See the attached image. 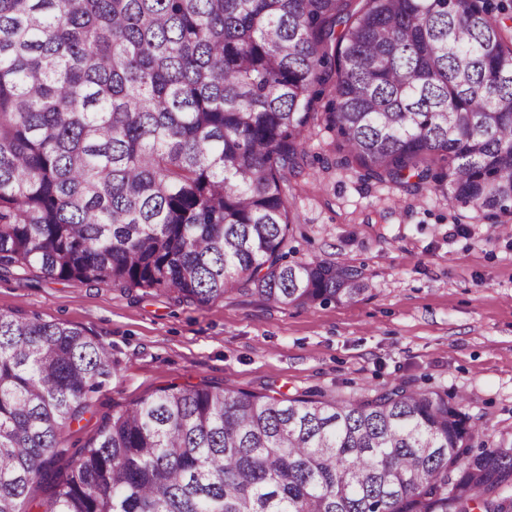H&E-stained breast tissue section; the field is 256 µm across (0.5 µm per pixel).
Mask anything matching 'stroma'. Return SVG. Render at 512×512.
<instances>
[{
  "instance_id": "stroma-1",
  "label": "stroma",
  "mask_w": 512,
  "mask_h": 512,
  "mask_svg": "<svg viewBox=\"0 0 512 512\" xmlns=\"http://www.w3.org/2000/svg\"><path fill=\"white\" fill-rule=\"evenodd\" d=\"M332 99L324 87L310 166L288 180L297 215L288 248L295 261L361 267L371 289L358 301L283 308L234 291L189 306L37 269L0 272V311L83 328L110 359L55 468L74 465L114 411L171 383L348 397L404 382L464 397L489 433H512V232L335 166Z\"/></svg>"
}]
</instances>
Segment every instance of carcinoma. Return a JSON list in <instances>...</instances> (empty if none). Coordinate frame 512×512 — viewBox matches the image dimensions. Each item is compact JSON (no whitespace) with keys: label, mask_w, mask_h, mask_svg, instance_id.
<instances>
[{"label":"carcinoma","mask_w":512,"mask_h":512,"mask_svg":"<svg viewBox=\"0 0 512 512\" xmlns=\"http://www.w3.org/2000/svg\"><path fill=\"white\" fill-rule=\"evenodd\" d=\"M329 83L338 165L506 226L512 32L486 0H0V271L358 300L360 269L285 251ZM110 376L96 337L0 312V512H24ZM52 479L44 512H512V434L404 384H170Z\"/></svg>","instance_id":"cac0c4a2"}]
</instances>
